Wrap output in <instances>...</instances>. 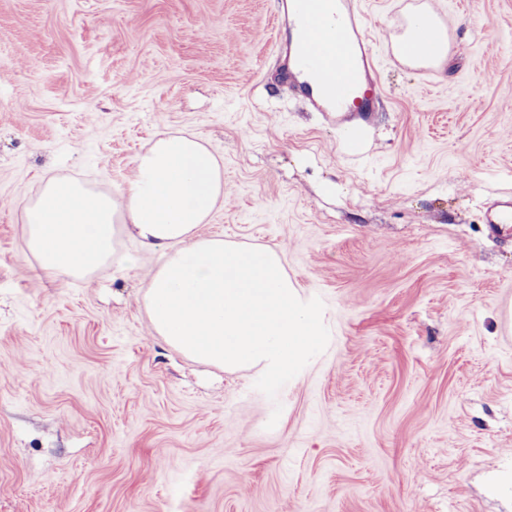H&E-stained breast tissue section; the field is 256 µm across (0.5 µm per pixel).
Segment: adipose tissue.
<instances>
[{"label":"adipose tissue","instance_id":"adipose-tissue-1","mask_svg":"<svg viewBox=\"0 0 512 512\" xmlns=\"http://www.w3.org/2000/svg\"><path fill=\"white\" fill-rule=\"evenodd\" d=\"M223 200L217 157L195 136L166 133L138 157L121 195L47 181L26 208L25 249L49 281L84 278L108 265L119 236L130 234L165 256L143 294L154 334L230 371L288 369L316 335L319 316L277 249H241L200 234Z\"/></svg>","mask_w":512,"mask_h":512}]
</instances>
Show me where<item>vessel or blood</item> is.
Here are the masks:
<instances>
[{
  "label": "vessel or blood",
  "instance_id": "1",
  "mask_svg": "<svg viewBox=\"0 0 512 512\" xmlns=\"http://www.w3.org/2000/svg\"><path fill=\"white\" fill-rule=\"evenodd\" d=\"M298 39L288 69L304 103L337 121L373 112L376 66L362 0H276ZM485 222L492 235H512V199L492 202Z\"/></svg>",
  "mask_w": 512,
  "mask_h": 512
}]
</instances>
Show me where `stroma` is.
Returning a JSON list of instances; mask_svg holds the SVG:
<instances>
[{
    "label": "stroma",
    "mask_w": 512,
    "mask_h": 512,
    "mask_svg": "<svg viewBox=\"0 0 512 512\" xmlns=\"http://www.w3.org/2000/svg\"><path fill=\"white\" fill-rule=\"evenodd\" d=\"M380 105L312 111L274 0H0V512H512V0H428L439 66L366 0ZM163 133L219 156L201 231L271 247L324 316L296 369L152 333L129 236L55 283L24 251L45 181L112 194ZM136 257L129 265L128 257ZM485 224L491 235L504 232L512 235V199L503 198L492 202L486 213Z\"/></svg>",
    "instance_id": "obj_1"
}]
</instances>
